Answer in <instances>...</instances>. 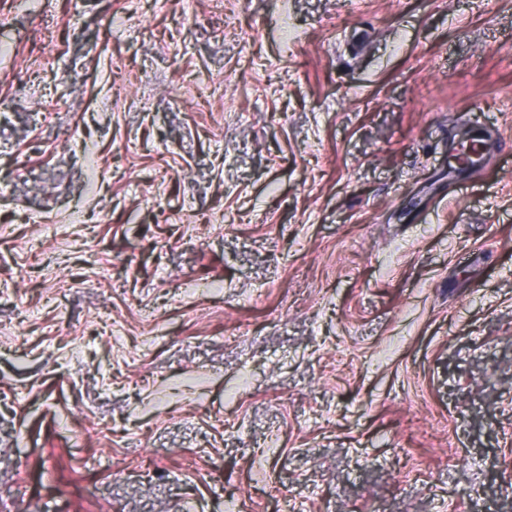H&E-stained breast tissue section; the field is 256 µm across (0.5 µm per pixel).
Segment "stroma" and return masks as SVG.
I'll use <instances>...</instances> for the list:
<instances>
[{
    "mask_svg": "<svg viewBox=\"0 0 512 512\" xmlns=\"http://www.w3.org/2000/svg\"><path fill=\"white\" fill-rule=\"evenodd\" d=\"M2 44L0 512H512V0H0Z\"/></svg>",
    "mask_w": 512,
    "mask_h": 512,
    "instance_id": "stroma-1",
    "label": "stroma"
}]
</instances>
